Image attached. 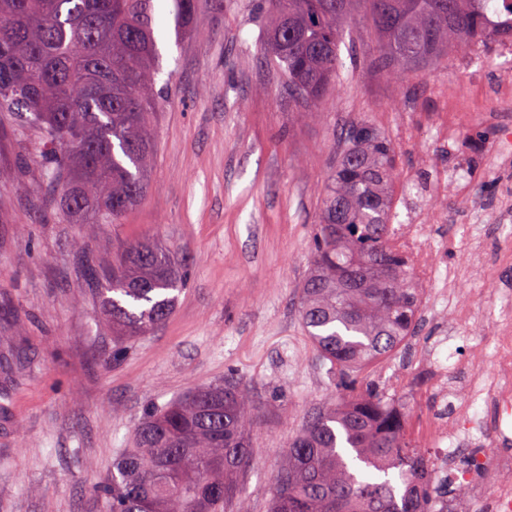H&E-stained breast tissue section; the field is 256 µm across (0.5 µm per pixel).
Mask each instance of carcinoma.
Wrapping results in <instances>:
<instances>
[{"mask_svg": "<svg viewBox=\"0 0 512 512\" xmlns=\"http://www.w3.org/2000/svg\"><path fill=\"white\" fill-rule=\"evenodd\" d=\"M198 0H0V112L42 133L49 195L83 224H118L149 189L151 124L161 96L157 32L198 35ZM265 49L288 90L318 105L342 77L343 23L364 8L385 68L407 75L512 38V0H268ZM341 151L314 225L299 288L310 341L336 372L339 401L281 452L269 512H437L449 485H430L394 399L360 372L415 333L421 289L392 244L396 149L369 121L339 134ZM112 334L142 336L172 314L185 264L150 238L105 266L89 264ZM259 417L232 378L147 413L112 462L108 512H251L241 478Z\"/></svg>", "mask_w": 512, "mask_h": 512, "instance_id": "1", "label": "carcinoma"}]
</instances>
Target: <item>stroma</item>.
I'll list each match as a JSON object with an SVG mask.
<instances>
[{"label":"stroma","mask_w":512,"mask_h":512,"mask_svg":"<svg viewBox=\"0 0 512 512\" xmlns=\"http://www.w3.org/2000/svg\"><path fill=\"white\" fill-rule=\"evenodd\" d=\"M196 25L199 37L186 39L163 21L150 189L121 223L98 225L87 253L74 249L84 225L62 220L43 191L39 133L19 131L15 115L0 112V512H105L98 488L145 411L227 376L261 409L244 489L253 512H267L280 448L335 395L336 377L302 326L298 292L337 135L353 122L369 120L394 144L396 211L422 212L445 246L443 265L467 262L470 233L485 236L490 251L487 276L461 282L453 298L426 287L416 335L361 373L384 389L401 379L391 395L419 444H432L423 424L437 393L418 359L435 355L449 397H464L460 365L471 348L491 351L500 306L512 300V267H499L496 254L499 238L512 236L498 208L512 195V167L493 163L496 127L471 121L454 147L437 132L447 106L500 114L486 87L512 70L495 46L399 79L379 65L377 39L354 14L346 26L359 63L307 118L278 64L260 52L265 16L256 0H199ZM457 169L476 187L482 221L466 191L417 192ZM141 237L185 261L189 284L165 324L117 347L86 259H111ZM474 414L459 454L512 455V434L490 431L494 411L480 402Z\"/></svg>","instance_id":"1"}]
</instances>
